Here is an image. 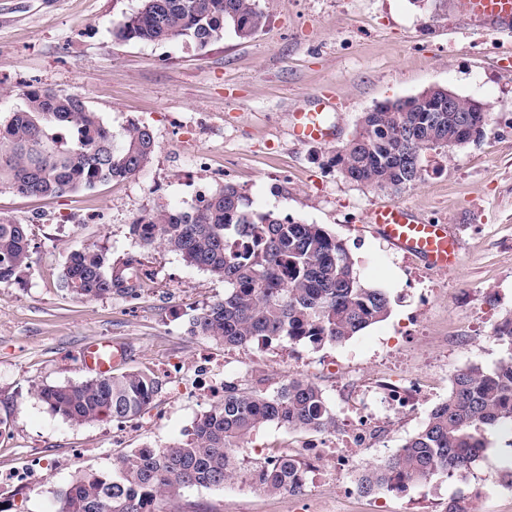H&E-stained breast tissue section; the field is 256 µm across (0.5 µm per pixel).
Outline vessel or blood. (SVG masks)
Listing matches in <instances>:
<instances>
[{"instance_id":"vessel-or-blood-1","label":"vessel or blood","mask_w":512,"mask_h":512,"mask_svg":"<svg viewBox=\"0 0 512 512\" xmlns=\"http://www.w3.org/2000/svg\"><path fill=\"white\" fill-rule=\"evenodd\" d=\"M458 8L471 22L488 26L512 24V0H458ZM290 128L302 143L324 142L334 133L323 107L317 102H302L290 114ZM372 232L395 248L419 257L433 269L450 272L460 261V242L451 225L434 223L419 216L404 204L373 210L369 214ZM121 351L108 342L84 346L81 362L89 370L107 375L121 359Z\"/></svg>"}]
</instances>
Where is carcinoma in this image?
<instances>
[{"mask_svg": "<svg viewBox=\"0 0 512 512\" xmlns=\"http://www.w3.org/2000/svg\"><path fill=\"white\" fill-rule=\"evenodd\" d=\"M267 19L262 0H143L115 30L122 40L187 39L203 49L230 28L246 39ZM24 104L0 119V189L25 197L56 198L130 177L150 161L155 141L145 125L132 124L121 144L77 95L31 89ZM437 112L436 103L413 95L375 105L362 114L334 164L352 182L400 193L422 175L430 150L468 143L489 120L487 112ZM142 247L160 246L189 267L224 281V298L201 308L190 331L231 347L255 340L318 347L343 343L390 314L380 288L361 283L357 260L343 240L320 224L280 218L250 208L245 195L226 184L190 211L159 210L129 225ZM245 247L234 251L230 242ZM28 225L0 214V283L30 269ZM144 282L129 260L112 267L104 248L91 244L68 253L61 288L98 300L136 298ZM502 346L491 366L466 364L450 378L448 395L421 429L380 464L364 469V496L401 491L439 474L471 468L487 448L485 432L512 431V314L494 326ZM152 373L125 370L76 384L37 388L50 411L66 422L124 421L138 416L160 392ZM326 432L336 414L321 388L292 379L269 392L249 383L224 384L223 400L201 414L186 440L164 448H135L110 472L79 470L59 498L57 512H177L185 489L222 487L239 480L268 493L298 486L306 465L288 453L249 461L240 444L260 427Z\"/></svg>", "mask_w": 512, "mask_h": 512, "instance_id": "obj_1", "label": "carcinoma"}]
</instances>
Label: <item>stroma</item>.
<instances>
[{
  "label": "stroma",
  "mask_w": 512,
  "mask_h": 512,
  "mask_svg": "<svg viewBox=\"0 0 512 512\" xmlns=\"http://www.w3.org/2000/svg\"><path fill=\"white\" fill-rule=\"evenodd\" d=\"M456 0H266L265 26L242 39L226 30L201 49L185 39L125 41L114 32L140 0H0V114L20 107L23 86L81 95L115 136L138 123L156 148L149 164L125 179L60 198L0 192V212L29 225L34 249L21 279L0 285V512H56L57 494L75 471H106L135 448L185 439L197 417L218 401L210 388L228 380L264 379L273 389L292 378L324 391L336 415L346 389L403 367L418 370L437 396L450 369L489 365L495 339L475 335L512 312V33L483 30ZM444 86L482 102L489 120L479 140L432 151L421 179L398 193L346 180L332 158L363 112L386 101ZM320 94L334 102L339 131L323 143L290 134L298 102ZM207 156L196 174L193 158ZM214 192L231 183L252 209L324 225L358 260L365 285L382 288L390 316L341 344L245 347L191 335L193 317L223 297L224 284L161 248L138 247L129 226L159 209L184 211L197 184ZM404 203L457 228L462 259L449 273L430 270L367 228L372 209ZM105 246L114 265L134 256L146 273L138 299L73 298L60 286L69 251ZM109 341L125 358L120 370L154 373L163 387L139 417L74 426L39 399L43 385L90 379L84 345ZM430 411L422 406L378 432L358 468L401 448ZM469 472L439 476L375 497L338 499L322 469L310 473L314 499L189 488L181 512H446L450 499L482 490L495 512H512V493L498 483L512 449L494 429ZM271 423L241 445L249 460L309 441ZM25 470L28 482H7Z\"/></svg>",
  "instance_id": "35a3bbf8"
}]
</instances>
